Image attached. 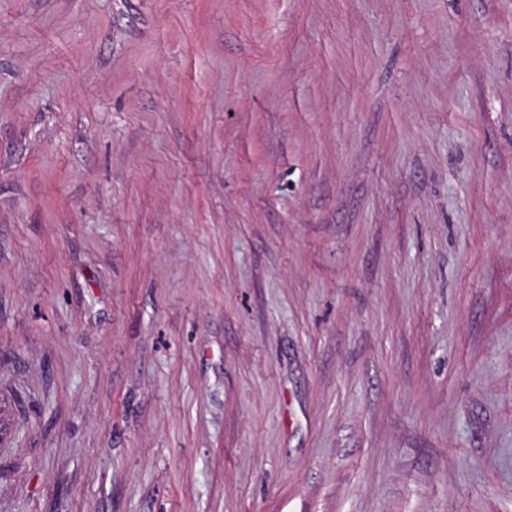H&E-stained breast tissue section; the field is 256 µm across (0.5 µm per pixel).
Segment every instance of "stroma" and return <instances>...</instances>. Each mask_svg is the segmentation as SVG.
<instances>
[{
	"label": "stroma",
	"instance_id": "stroma-1",
	"mask_svg": "<svg viewBox=\"0 0 512 512\" xmlns=\"http://www.w3.org/2000/svg\"><path fill=\"white\" fill-rule=\"evenodd\" d=\"M0 512H512V0H0Z\"/></svg>",
	"mask_w": 512,
	"mask_h": 512
}]
</instances>
